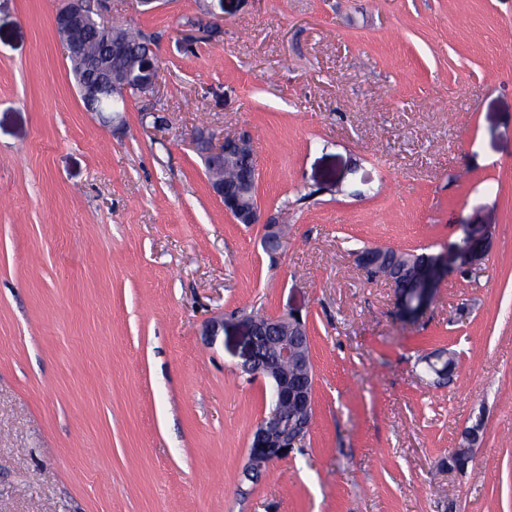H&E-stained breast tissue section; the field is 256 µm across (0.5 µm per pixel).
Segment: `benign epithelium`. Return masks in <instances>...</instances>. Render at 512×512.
Instances as JSON below:
<instances>
[{"label":"benign epithelium","instance_id":"obj_1","mask_svg":"<svg viewBox=\"0 0 512 512\" xmlns=\"http://www.w3.org/2000/svg\"><path fill=\"white\" fill-rule=\"evenodd\" d=\"M111 3L112 0H65V5L55 15L64 56L94 74V78L78 86L81 99L90 112L94 111L104 86H112L113 92L123 96L132 88L156 90L160 77V66L154 53L140 59L138 70L130 74L118 75L112 71V58L125 56L128 45L112 33L110 25L96 20L110 9ZM90 27L99 32L106 44L105 54L91 56L86 53L83 35ZM191 141L208 160L212 190L224 202V210L239 224H266L267 240L281 243L276 221H261L257 204L229 193L215 170L217 161L254 155L250 137L246 134L217 137L201 131ZM490 246L488 234L466 237L455 245L452 260L448 259L446 251L426 256L423 263L414 260L410 263L413 267L410 282L388 271L376 270V261L368 254L357 256V261L359 267L372 274V278H383L391 284L397 313L405 320H414L431 305L449 272L461 275L481 268ZM250 336L251 353L245 371L271 381L275 404V408L258 423L251 439V470L256 471L285 456L281 449L290 452L301 445L313 420L314 378L310 370L308 331L298 313L254 319L250 321Z\"/></svg>","mask_w":512,"mask_h":512}]
</instances>
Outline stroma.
<instances>
[{"label":"stroma","mask_w":512,"mask_h":512,"mask_svg":"<svg viewBox=\"0 0 512 512\" xmlns=\"http://www.w3.org/2000/svg\"><path fill=\"white\" fill-rule=\"evenodd\" d=\"M60 5L0 0V512H512V0H112L160 79L110 124ZM199 131L251 137L279 250L225 212ZM469 233L483 269L413 323L356 261ZM291 311L313 422L252 474L248 321Z\"/></svg>","instance_id":"35a3bbf8"}]
</instances>
